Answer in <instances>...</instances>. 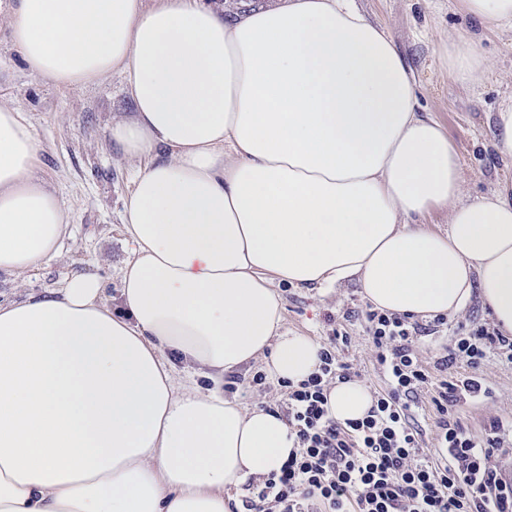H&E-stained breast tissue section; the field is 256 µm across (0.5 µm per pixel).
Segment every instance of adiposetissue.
I'll list each match as a JSON object with an SVG mask.
<instances>
[{
	"mask_svg": "<svg viewBox=\"0 0 512 512\" xmlns=\"http://www.w3.org/2000/svg\"><path fill=\"white\" fill-rule=\"evenodd\" d=\"M479 32L448 38L477 84L479 46L512 0H451ZM10 46L55 85L114 71L134 101L111 140L146 159L124 207L121 306L78 274L0 303V512H231L224 492L279 470L287 420L225 398L261 361L298 382L319 344L281 332L276 287L358 284L377 310L433 317L487 304L512 333V187L480 197L419 103L391 34L354 0H282L222 16L198 0H17ZM39 146L0 107V274L56 258L69 213ZM448 213V231L422 228ZM368 388L328 394L362 418Z\"/></svg>",
	"mask_w": 512,
	"mask_h": 512,
	"instance_id": "adipose-tissue-1",
	"label": "adipose tissue"
}]
</instances>
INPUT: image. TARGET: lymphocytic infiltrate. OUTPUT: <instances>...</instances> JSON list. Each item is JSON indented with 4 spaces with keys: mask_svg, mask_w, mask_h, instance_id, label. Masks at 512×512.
<instances>
[{
    "mask_svg": "<svg viewBox=\"0 0 512 512\" xmlns=\"http://www.w3.org/2000/svg\"><path fill=\"white\" fill-rule=\"evenodd\" d=\"M438 316L423 325L411 317L368 309L364 331L388 387L374 393L364 418L339 423L326 408L331 386L349 380L342 351L351 339L333 331L319 350L320 365L288 386V425L297 446L270 473L243 512H512V481L501 460L512 452L502 420L475 438L458 407L487 398L480 369L489 357L512 364V336L490 323H458L442 356L425 365L419 335L438 333ZM441 380H433V372ZM431 391L435 447L424 448L414 408Z\"/></svg>",
    "mask_w": 512,
    "mask_h": 512,
    "instance_id": "1",
    "label": "lymphocytic infiltrate"
}]
</instances>
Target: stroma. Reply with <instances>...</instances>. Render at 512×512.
Returning a JSON list of instances; mask_svg holds the SVG:
<instances>
[{
    "label": "stroma",
    "mask_w": 512,
    "mask_h": 512,
    "mask_svg": "<svg viewBox=\"0 0 512 512\" xmlns=\"http://www.w3.org/2000/svg\"><path fill=\"white\" fill-rule=\"evenodd\" d=\"M13 0H0V106L18 109L39 145L38 173L70 213L71 239L58 258L20 277L0 274V301L23 299L57 287L77 273L97 277L104 296L120 302L121 270L130 255L123 225L124 205L141 167L112 146L107 131L114 120L130 118L134 104L125 77L111 73L81 88L57 86L32 73L9 44L8 14ZM359 8L392 33L410 66L423 108L441 124L454 148L470 196L512 184V158L501 157L491 127L502 97L512 92V36L483 39L481 48L493 69L482 83L466 90L448 73L445 44L462 23L448 0H357ZM283 327L288 332L325 342L332 329L348 332L351 343L343 355L370 392L386 387L374 352L358 321L345 320L347 310L367 309L360 287L351 283L328 292L282 285ZM253 364L224 378V395L243 406L257 404L285 411L288 390L265 379ZM483 374L491 398L464 404L460 414L476 434L495 419H512V365L490 358Z\"/></svg>",
    "instance_id": "35a3bbf8"
}]
</instances>
